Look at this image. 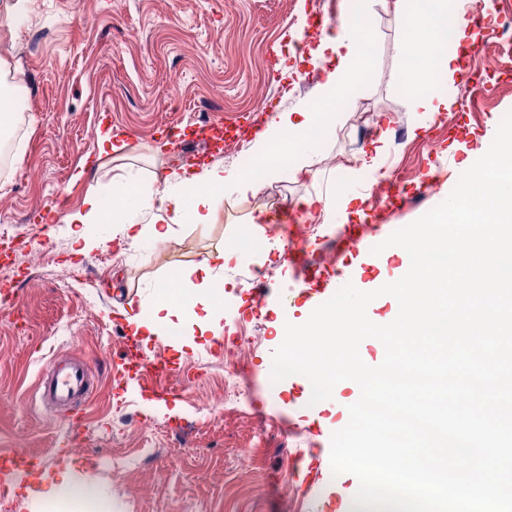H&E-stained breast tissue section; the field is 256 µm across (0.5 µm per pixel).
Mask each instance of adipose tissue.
<instances>
[{
	"label": "adipose tissue",
	"instance_id": "ef3b65f1",
	"mask_svg": "<svg viewBox=\"0 0 512 512\" xmlns=\"http://www.w3.org/2000/svg\"><path fill=\"white\" fill-rule=\"evenodd\" d=\"M400 25L404 39L415 60L398 76L399 85L412 107L434 121L447 111L450 102L438 94L437 86L455 78L459 69L453 57L439 54L442 39L462 42L468 28L460 21L462 0H380ZM374 29L369 11L363 10L343 19L336 32L322 33L312 53L329 63L318 86L314 102L299 112L279 113L277 121L259 133L255 142L259 167L255 170L215 165L202 173L167 182L160 196L139 191L124 182L112 187L110 200H103L97 187H89L83 206L66 212L63 221L79 248L90 240L83 228L88 224H109L115 234L137 242L149 234L163 240L182 223L210 224L216 217V191L226 182H234L241 193H253L262 185L263 175L287 168L294 179L312 177V146L321 131L335 130L343 110L367 88L371 63L365 50ZM156 208L153 223L140 225L130 216L132 204ZM243 249L228 247L201 262L182 267L176 274L173 290L154 295L149 316L127 315L126 321L136 333L149 338H165L174 330L190 329L198 335L219 333L224 316V290L214 287L217 270L237 263ZM51 512H109L107 504L97 499L90 488L69 473L43 480L38 493Z\"/></svg>",
	"mask_w": 512,
	"mask_h": 512
}]
</instances>
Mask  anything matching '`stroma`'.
<instances>
[{"label": "stroma", "instance_id": "1", "mask_svg": "<svg viewBox=\"0 0 512 512\" xmlns=\"http://www.w3.org/2000/svg\"><path fill=\"white\" fill-rule=\"evenodd\" d=\"M340 3L29 0L22 25L0 28V80L32 104L19 119L8 169L0 171V280L11 283L0 289V448L40 453V475L70 471L112 512H285L288 504L294 512H346L359 481L333 474L330 438L359 398L353 382L314 404L311 385L298 376L276 383L270 377L282 342L273 327L277 316L300 324L316 306L308 284L277 259L283 235H268L266 247L224 269L228 280L269 283L274 297L267 305L257 306L251 291L229 288L220 336H198L189 345L173 338L148 343L150 355L174 368L161 379L170 396L141 393L144 381L130 364L124 392L114 393L110 363L125 344L117 327L124 312H148L155 291L173 282L179 268L246 238L251 219L284 209L300 219L303 197L332 181L345 185L349 202L311 237L310 260L319 262L355 210L372 215L380 231L360 252L324 268L327 295L349 282L373 291L399 279L402 257L389 248L373 254L372 246L443 202L482 156L512 111V79L500 76L493 95L462 119L425 125L395 80L403 64L399 27L371 0L374 76L335 133L320 140L313 155L317 181H296L281 170L254 194L225 185L215 223L176 225L164 241L146 235L131 245L114 237L111 225L92 224L94 246L81 254L55 215L57 201L79 208L89 186L107 194L120 177L161 191L165 179L188 171L176 149L161 147L175 133L197 148L204 165L234 167L215 135L236 121L248 126L256 104H265L268 124L313 101L325 64L296 63L291 45L304 26L336 15ZM285 67L295 75H282ZM374 113L382 123L371 121ZM108 130L125 134L123 156L100 154L99 136ZM381 136L380 169L398 174L400 187L415 198L377 215L371 196L359 192L367 184L359 158ZM240 335L253 339L238 360L252 406L219 407L224 351ZM73 356L84 358L94 376L77 431L44 407L37 386L50 361Z\"/></svg>", "mask_w": 512, "mask_h": 512}]
</instances>
